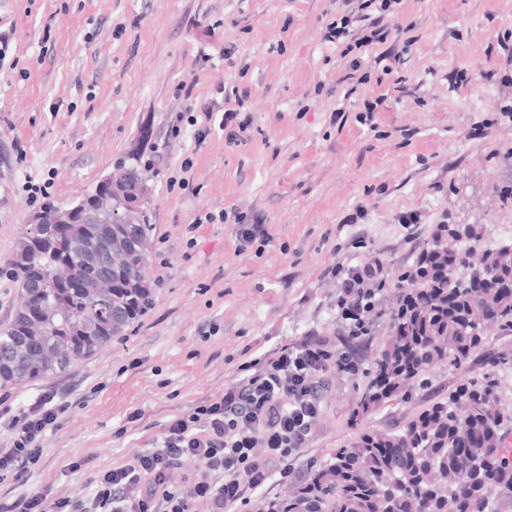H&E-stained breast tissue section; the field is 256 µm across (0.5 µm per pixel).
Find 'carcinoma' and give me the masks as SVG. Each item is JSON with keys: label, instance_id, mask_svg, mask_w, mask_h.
<instances>
[{"label": "carcinoma", "instance_id": "1", "mask_svg": "<svg viewBox=\"0 0 512 512\" xmlns=\"http://www.w3.org/2000/svg\"><path fill=\"white\" fill-rule=\"evenodd\" d=\"M43 206V223L11 259L22 297L0 330V389L67 372L152 305L142 269L153 232L148 210L118 187L107 205ZM392 332L366 372L365 409L399 396L436 365L465 363L487 327L512 331V241L490 245L478 224H437L414 263L398 269ZM473 371L448 397L403 425L360 432L265 512H495L512 504V454L494 367Z\"/></svg>", "mask_w": 512, "mask_h": 512}]
</instances>
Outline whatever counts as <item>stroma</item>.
<instances>
[{
	"label": "stroma",
	"mask_w": 512,
	"mask_h": 512,
	"mask_svg": "<svg viewBox=\"0 0 512 512\" xmlns=\"http://www.w3.org/2000/svg\"><path fill=\"white\" fill-rule=\"evenodd\" d=\"M344 17L353 38L374 23L390 36L346 51L327 39ZM1 32L0 327L20 300L9 260L42 205L70 207L136 151L154 228L147 312L70 371L9 389L13 407L50 391L63 410L25 483L0 472L1 501L88 497L282 346L352 349L337 266L378 259L390 279L435 225L479 224L491 241L512 226V86L482 78L512 68L497 46L512 0H399L383 17L368 0H0ZM236 106L250 124L231 142ZM389 334L375 321L352 349L359 374L329 372L308 448L226 512H257L360 429L401 425L512 355V332L489 329L466 363L357 415Z\"/></svg>",
	"instance_id": "obj_1"
}]
</instances>
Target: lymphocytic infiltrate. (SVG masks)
<instances>
[{
	"label": "lymphocytic infiltrate",
	"instance_id": "f902f5d3",
	"mask_svg": "<svg viewBox=\"0 0 512 512\" xmlns=\"http://www.w3.org/2000/svg\"><path fill=\"white\" fill-rule=\"evenodd\" d=\"M334 275L338 320L348 333H363L369 323L365 284L380 280L382 264L373 260L341 266ZM332 368L352 375L358 360L318 341L285 346L258 374L225 389L222 397L194 414L171 420L158 448L99 475L83 505L70 499L52 501L35 492L9 504L0 502V512H190L191 499L199 497L209 499L214 512H224L247 490L267 483L272 463L288 461L308 447ZM54 399V393L45 392L19 410L0 407V420L12 432L9 447L0 448V471L12 473L18 482H25L31 465L38 462L39 440L57 420ZM185 458L199 461L207 475L222 473L223 483L212 484L206 476L190 492L177 489L170 472Z\"/></svg>",
	"mask_w": 512,
	"mask_h": 512
}]
</instances>
